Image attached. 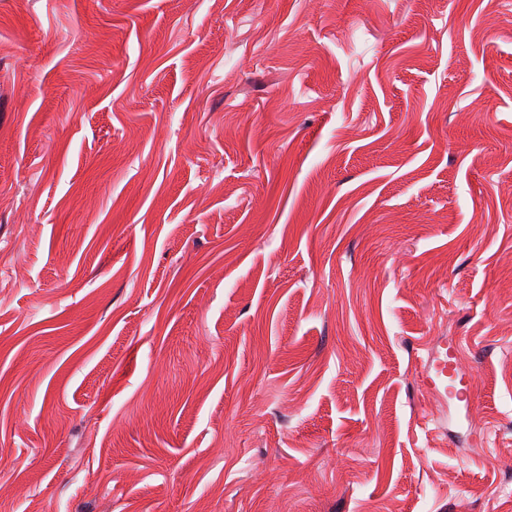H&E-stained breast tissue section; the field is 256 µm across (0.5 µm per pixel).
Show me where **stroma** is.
<instances>
[{"instance_id":"35a3bbf8","label":"stroma","mask_w":512,"mask_h":512,"mask_svg":"<svg viewBox=\"0 0 512 512\" xmlns=\"http://www.w3.org/2000/svg\"><path fill=\"white\" fill-rule=\"evenodd\" d=\"M511 485L512 0H0V512Z\"/></svg>"}]
</instances>
